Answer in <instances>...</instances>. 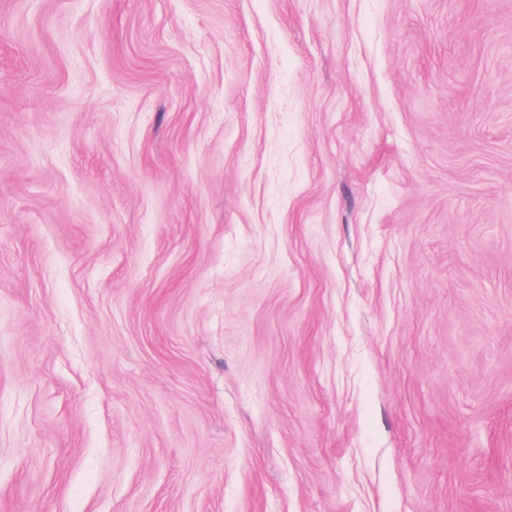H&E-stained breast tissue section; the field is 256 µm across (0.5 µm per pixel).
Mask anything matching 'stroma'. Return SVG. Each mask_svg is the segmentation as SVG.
<instances>
[{"label":"stroma","mask_w":512,"mask_h":512,"mask_svg":"<svg viewBox=\"0 0 512 512\" xmlns=\"http://www.w3.org/2000/svg\"><path fill=\"white\" fill-rule=\"evenodd\" d=\"M0 512H512V0H0Z\"/></svg>","instance_id":"35a3bbf8"}]
</instances>
